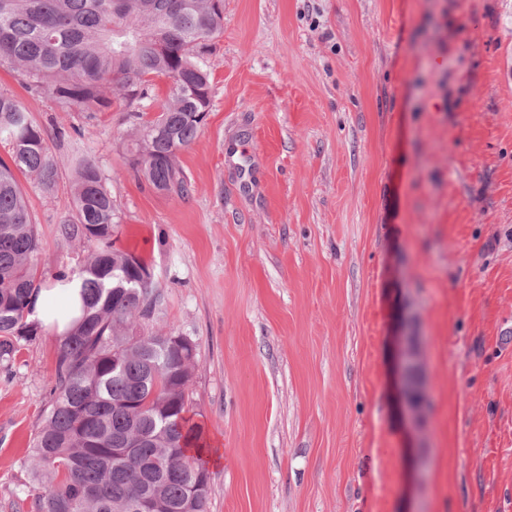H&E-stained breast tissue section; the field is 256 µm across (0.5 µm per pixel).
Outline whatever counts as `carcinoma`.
<instances>
[{
  "label": "carcinoma",
  "mask_w": 512,
  "mask_h": 512,
  "mask_svg": "<svg viewBox=\"0 0 512 512\" xmlns=\"http://www.w3.org/2000/svg\"><path fill=\"white\" fill-rule=\"evenodd\" d=\"M224 33V0H0V65L16 70L33 100L49 99L78 112H107L121 102L133 119L129 165L153 190L185 199L191 183L178 155L204 125L211 104L208 55ZM168 93L147 116L144 101L155 81ZM32 109L0 93V365L15 360L21 343L36 338L28 321L43 287L33 262L41 240L29 217L16 172L33 177L45 194L61 164L49 152L48 131ZM72 170L71 213L61 236L88 246L77 268L82 315L62 336L50 404L33 440L32 474L47 483L37 512H207L209 473L202 459V427L186 416L195 343L172 334H141L158 294L143 281L148 266L114 247L120 215L107 178L87 156L67 159ZM128 434L143 448H125Z\"/></svg>",
  "instance_id": "carcinoma-1"
}]
</instances>
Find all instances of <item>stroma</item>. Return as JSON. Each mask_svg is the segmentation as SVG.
I'll return each instance as SVG.
<instances>
[{"label":"stroma","instance_id":"1","mask_svg":"<svg viewBox=\"0 0 512 512\" xmlns=\"http://www.w3.org/2000/svg\"><path fill=\"white\" fill-rule=\"evenodd\" d=\"M187 199L136 180L122 106L33 103L109 179L116 248L196 345L188 415L219 460L209 512H512V0H224ZM246 157L226 159L229 144ZM36 263L76 266L71 201L21 177ZM427 408L406 411L401 339ZM59 337L0 367V512H35L33 439Z\"/></svg>","mask_w":512,"mask_h":512}]
</instances>
